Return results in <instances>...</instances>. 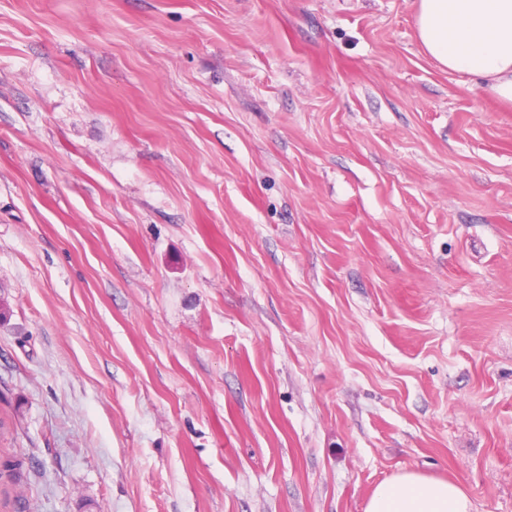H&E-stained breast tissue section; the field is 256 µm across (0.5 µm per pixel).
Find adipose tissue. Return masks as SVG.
Returning <instances> with one entry per match:
<instances>
[{
	"instance_id": "adipose-tissue-1",
	"label": "adipose tissue",
	"mask_w": 512,
	"mask_h": 512,
	"mask_svg": "<svg viewBox=\"0 0 512 512\" xmlns=\"http://www.w3.org/2000/svg\"><path fill=\"white\" fill-rule=\"evenodd\" d=\"M424 52L448 71L485 83L512 103V0H418ZM457 482L404 472L379 485L365 512H472Z\"/></svg>"
}]
</instances>
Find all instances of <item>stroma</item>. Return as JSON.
<instances>
[{
    "label": "stroma",
    "instance_id": "stroma-1",
    "mask_svg": "<svg viewBox=\"0 0 512 512\" xmlns=\"http://www.w3.org/2000/svg\"><path fill=\"white\" fill-rule=\"evenodd\" d=\"M417 0H0V512H512V106ZM457 482L418 472H404L379 485L365 512H473Z\"/></svg>",
    "mask_w": 512,
    "mask_h": 512
}]
</instances>
